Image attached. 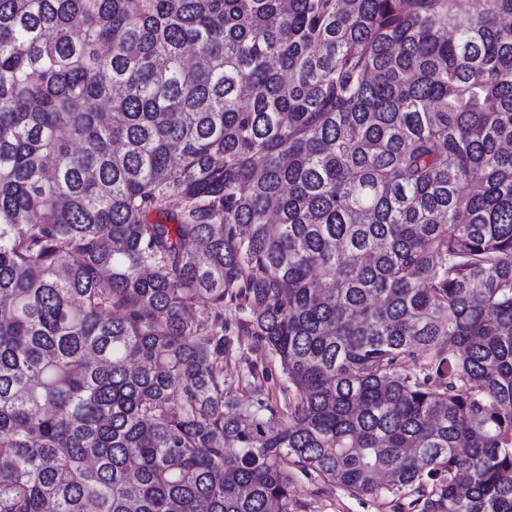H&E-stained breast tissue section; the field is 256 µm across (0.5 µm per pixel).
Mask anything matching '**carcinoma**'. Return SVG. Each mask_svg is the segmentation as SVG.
Instances as JSON below:
<instances>
[{
	"instance_id": "cac0c4a2",
	"label": "carcinoma",
	"mask_w": 512,
	"mask_h": 512,
	"mask_svg": "<svg viewBox=\"0 0 512 512\" xmlns=\"http://www.w3.org/2000/svg\"><path fill=\"white\" fill-rule=\"evenodd\" d=\"M290 465L512 512V0H0V512ZM237 346L238 355L224 360V393L242 403L251 402L254 396L251 372L261 379L267 377L270 393L282 401L279 387L284 375L279 362L267 351L255 347L250 336H240Z\"/></svg>"
}]
</instances>
